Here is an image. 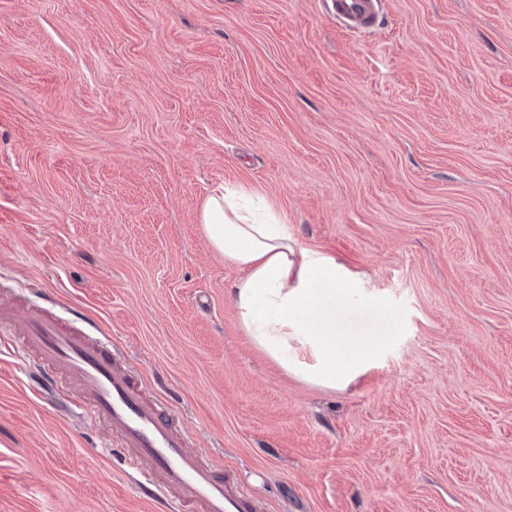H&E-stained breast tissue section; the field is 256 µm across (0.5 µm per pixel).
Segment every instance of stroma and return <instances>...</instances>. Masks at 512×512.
Wrapping results in <instances>:
<instances>
[{
	"mask_svg": "<svg viewBox=\"0 0 512 512\" xmlns=\"http://www.w3.org/2000/svg\"><path fill=\"white\" fill-rule=\"evenodd\" d=\"M259 191L386 340L343 389L267 357L198 222ZM77 310L267 512H512V0H0V275ZM0 354V512H156ZM326 8L341 28L358 33L377 26L382 9V1L326 0Z\"/></svg>",
	"mask_w": 512,
	"mask_h": 512,
	"instance_id": "1",
	"label": "stroma"
}]
</instances>
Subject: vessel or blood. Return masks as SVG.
Returning a JSON list of instances; mask_svg holds the SVG:
<instances>
[{"mask_svg": "<svg viewBox=\"0 0 512 512\" xmlns=\"http://www.w3.org/2000/svg\"><path fill=\"white\" fill-rule=\"evenodd\" d=\"M326 8L341 28L358 33L377 26L382 0H326ZM18 304L0 285V322L8 324L14 346L35 358L46 388L110 430L113 454L145 498L172 512H265L234 472L214 467L194 447L166 401L148 390L110 340L53 309L21 313Z\"/></svg>", "mask_w": 512, "mask_h": 512, "instance_id": "b4317fda", "label": "vessel or blood"}]
</instances>
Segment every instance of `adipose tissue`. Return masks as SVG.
I'll list each match as a JSON object with an SVG mask.
<instances>
[{
  "label": "adipose tissue",
  "mask_w": 512,
  "mask_h": 512,
  "mask_svg": "<svg viewBox=\"0 0 512 512\" xmlns=\"http://www.w3.org/2000/svg\"><path fill=\"white\" fill-rule=\"evenodd\" d=\"M209 246L241 276L233 300L254 344L282 369L333 388L366 371L382 341L343 336L336 299L353 288L335 260L301 248L288 224L242 186H221L202 203Z\"/></svg>",
  "instance_id": "ef3b65f1"
}]
</instances>
